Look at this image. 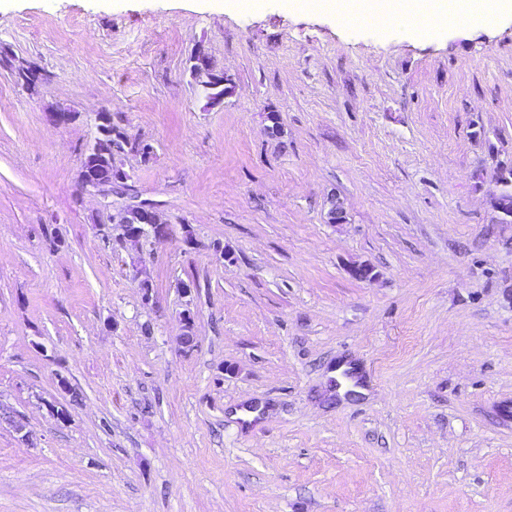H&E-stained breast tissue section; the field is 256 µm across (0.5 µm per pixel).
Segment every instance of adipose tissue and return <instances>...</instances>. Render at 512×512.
Here are the masks:
<instances>
[{"label":"adipose tissue","instance_id":"ef3b65f1","mask_svg":"<svg viewBox=\"0 0 512 512\" xmlns=\"http://www.w3.org/2000/svg\"><path fill=\"white\" fill-rule=\"evenodd\" d=\"M326 4L329 9L347 17L371 14L383 21L398 14L437 24L473 20L470 0H326Z\"/></svg>","mask_w":512,"mask_h":512}]
</instances>
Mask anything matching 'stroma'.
Instances as JSON below:
<instances>
[{
    "label": "stroma",
    "mask_w": 512,
    "mask_h": 512,
    "mask_svg": "<svg viewBox=\"0 0 512 512\" xmlns=\"http://www.w3.org/2000/svg\"><path fill=\"white\" fill-rule=\"evenodd\" d=\"M0 47L48 75L0 68V512H512L511 14L0 0ZM102 110L153 152L89 193ZM142 201L169 237L105 240ZM193 72L199 78L198 86L209 103H217L229 94V88L225 86L224 73L216 72L210 65L209 57L200 48L194 56ZM205 77V80L200 78ZM0 67L9 69L16 81L27 91H34L42 80V70L36 63L13 66L11 59L0 53Z\"/></svg>",
    "instance_id": "stroma-1"
}]
</instances>
